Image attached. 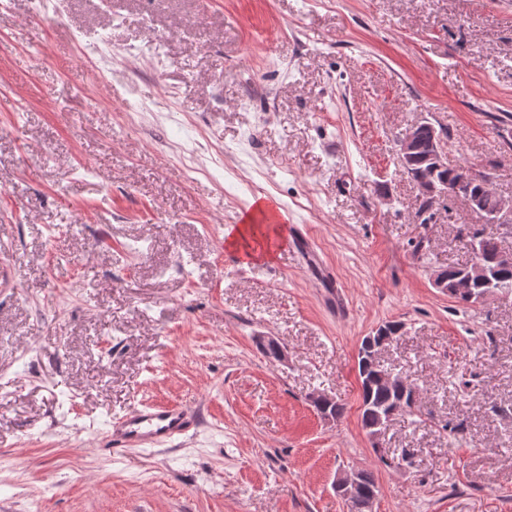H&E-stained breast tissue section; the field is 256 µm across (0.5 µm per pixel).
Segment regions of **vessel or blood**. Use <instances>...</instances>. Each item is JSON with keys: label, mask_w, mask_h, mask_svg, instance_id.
<instances>
[{"label": "vessel or blood", "mask_w": 512, "mask_h": 512, "mask_svg": "<svg viewBox=\"0 0 512 512\" xmlns=\"http://www.w3.org/2000/svg\"><path fill=\"white\" fill-rule=\"evenodd\" d=\"M197 424V412L188 405L136 406L112 420L98 444L112 451L155 448L188 433Z\"/></svg>", "instance_id": "1"}]
</instances>
